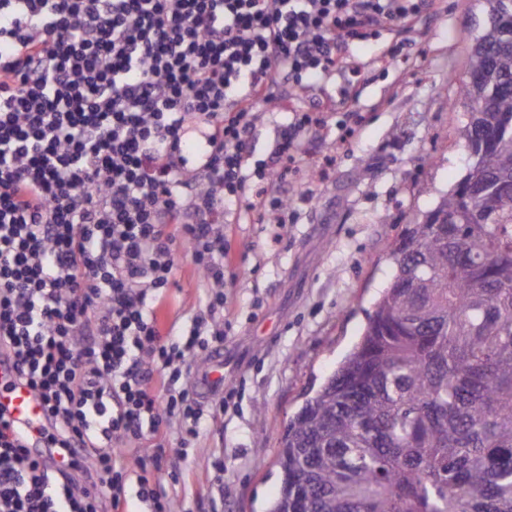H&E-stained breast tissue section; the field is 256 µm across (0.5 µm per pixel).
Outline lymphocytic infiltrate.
<instances>
[{
  "mask_svg": "<svg viewBox=\"0 0 512 512\" xmlns=\"http://www.w3.org/2000/svg\"><path fill=\"white\" fill-rule=\"evenodd\" d=\"M436 0H0V356L52 432L26 447L0 417V512H101L50 457L94 458L110 512L136 481L171 500L125 443L202 405L189 354L223 345L203 315L158 305L185 253L224 305V225L255 196L249 143L278 77L342 73L375 28Z\"/></svg>",
  "mask_w": 512,
  "mask_h": 512,
  "instance_id": "1",
  "label": "lymphocytic infiltrate"
}]
</instances>
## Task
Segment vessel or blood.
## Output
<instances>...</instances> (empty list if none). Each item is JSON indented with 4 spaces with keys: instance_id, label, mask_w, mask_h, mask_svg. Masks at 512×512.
<instances>
[{
    "instance_id": "1",
    "label": "vessel or blood",
    "mask_w": 512,
    "mask_h": 512,
    "mask_svg": "<svg viewBox=\"0 0 512 512\" xmlns=\"http://www.w3.org/2000/svg\"><path fill=\"white\" fill-rule=\"evenodd\" d=\"M199 381L205 393L212 394L221 390L224 385V357L222 354L216 353L211 356ZM0 408L4 409L9 418L25 430L29 447L40 446V431L46 421L45 406L36 393L17 380L13 368L1 361Z\"/></svg>"
}]
</instances>
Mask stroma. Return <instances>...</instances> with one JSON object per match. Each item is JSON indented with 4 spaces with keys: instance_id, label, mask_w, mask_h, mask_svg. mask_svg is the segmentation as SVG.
<instances>
[{
    "instance_id": "35a3bbf8",
    "label": "stroma",
    "mask_w": 512,
    "mask_h": 512,
    "mask_svg": "<svg viewBox=\"0 0 512 512\" xmlns=\"http://www.w3.org/2000/svg\"><path fill=\"white\" fill-rule=\"evenodd\" d=\"M484 9L485 0H443L440 12L354 47L360 67L311 81L297 96L317 123L300 135L286 178L264 187L287 197L286 224L262 207L241 209L224 227L235 261L214 321L232 325L222 351L235 405L221 414V395L204 399L212 413L192 440L175 420L166 437L129 444L130 456H161L154 477L174 512H269L279 497L289 418L360 340L405 227L423 222L466 171L467 107L453 80L466 70ZM287 119L282 101L260 109L251 166L272 167ZM174 277L168 321L180 326L201 309L205 287L181 255Z\"/></svg>"
}]
</instances>
